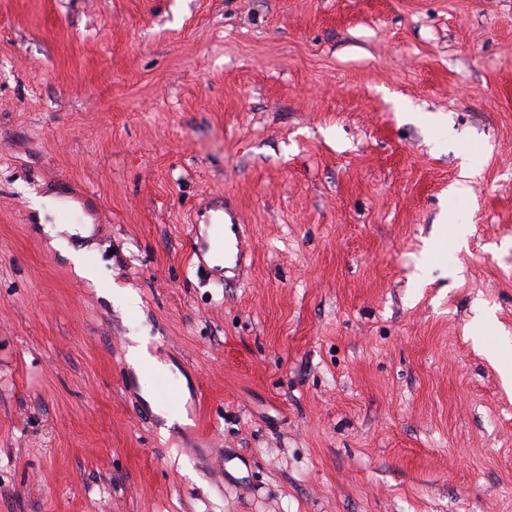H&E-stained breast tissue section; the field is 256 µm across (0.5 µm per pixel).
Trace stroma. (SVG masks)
<instances>
[{"label":"stroma","mask_w":512,"mask_h":512,"mask_svg":"<svg viewBox=\"0 0 512 512\" xmlns=\"http://www.w3.org/2000/svg\"><path fill=\"white\" fill-rule=\"evenodd\" d=\"M511 365L512 0H0V512H512Z\"/></svg>","instance_id":"obj_1"}]
</instances>
